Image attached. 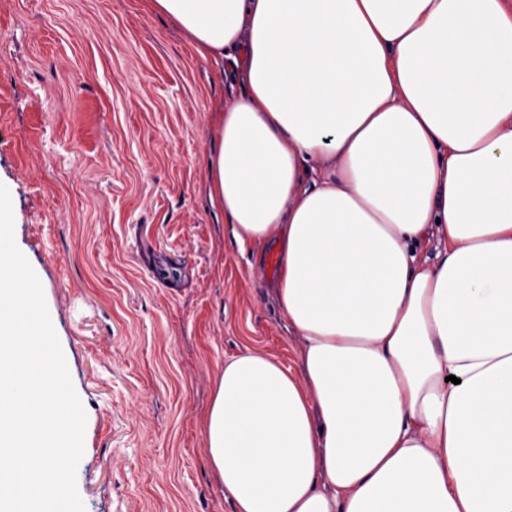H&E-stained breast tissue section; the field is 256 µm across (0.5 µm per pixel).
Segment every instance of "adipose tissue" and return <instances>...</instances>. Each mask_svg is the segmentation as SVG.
<instances>
[{"instance_id":"ef3b65f1","label":"adipose tissue","mask_w":512,"mask_h":512,"mask_svg":"<svg viewBox=\"0 0 512 512\" xmlns=\"http://www.w3.org/2000/svg\"><path fill=\"white\" fill-rule=\"evenodd\" d=\"M149 5L240 77L209 197L300 340L212 393L235 512H512V0Z\"/></svg>"}]
</instances>
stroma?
I'll return each instance as SVG.
<instances>
[{"instance_id":"35a3bbf8","label":"stroma","mask_w":512,"mask_h":512,"mask_svg":"<svg viewBox=\"0 0 512 512\" xmlns=\"http://www.w3.org/2000/svg\"><path fill=\"white\" fill-rule=\"evenodd\" d=\"M240 90L148 0H0V183L86 411L85 512H233L204 426L224 362L299 363L276 247L209 203Z\"/></svg>"}]
</instances>
